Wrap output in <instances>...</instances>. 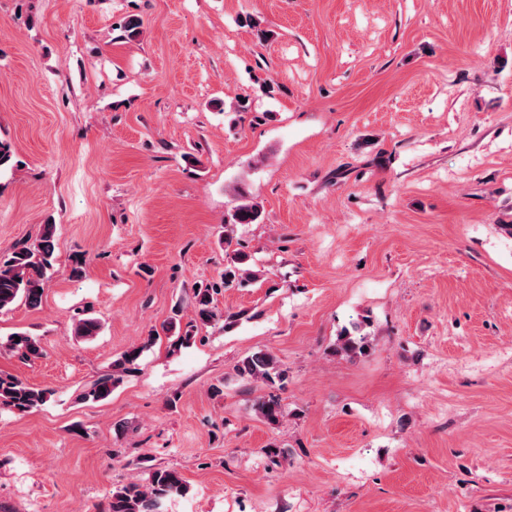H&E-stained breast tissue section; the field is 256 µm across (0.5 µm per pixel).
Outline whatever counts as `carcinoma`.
Listing matches in <instances>:
<instances>
[{"instance_id":"cac0c4a2","label":"carcinoma","mask_w":512,"mask_h":512,"mask_svg":"<svg viewBox=\"0 0 512 512\" xmlns=\"http://www.w3.org/2000/svg\"><path fill=\"white\" fill-rule=\"evenodd\" d=\"M261 212L251 202L238 205L230 215L231 224H255ZM56 246V225L44 224L40 234L31 243L14 248L11 252L0 255V311L8 310L21 301L30 308L41 305L47 272L52 267ZM248 256L238 252L231 258V263L224 268L219 282L208 288L200 289L194 294L195 320L208 324L216 317L214 295L221 288L233 282L251 277L246 268ZM100 322L93 317H85L76 324L77 335L91 338L99 333ZM157 339L151 333L144 340L125 351L112 362V371L96 379L83 394L81 399L95 402L107 399L112 390L123 377L136 369L137 361L144 349ZM367 336L360 333V326L353 331L345 330L338 337L336 352L343 354L363 353L367 350ZM8 349L21 359L38 358L42 349L35 337L26 333L11 336ZM239 376L247 381L273 384L286 378L277 358L269 352H255L244 358L237 366ZM52 396L49 389L31 386L21 378L0 372V408L13 413L25 414L45 404ZM256 415L270 425H276L284 417L285 410L280 401L270 396L261 398L254 404ZM188 490L182 474L171 468H157L150 472L147 484L131 481L113 487L104 512H162L165 501L174 496H182Z\"/></svg>"}]
</instances>
